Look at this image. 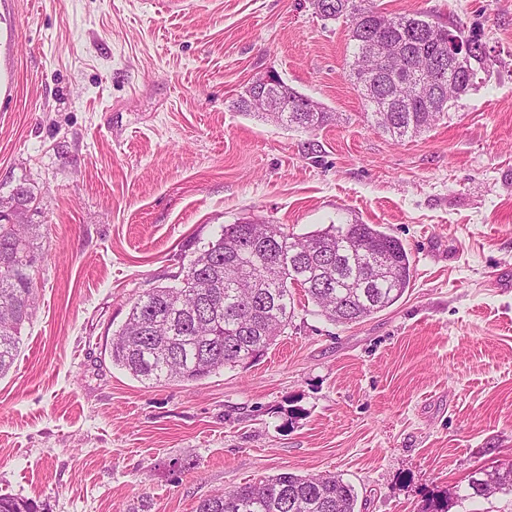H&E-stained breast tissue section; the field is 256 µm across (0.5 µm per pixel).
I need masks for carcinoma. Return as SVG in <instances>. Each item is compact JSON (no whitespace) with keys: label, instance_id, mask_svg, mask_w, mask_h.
I'll return each instance as SVG.
<instances>
[{"label":"carcinoma","instance_id":"carcinoma-1","mask_svg":"<svg viewBox=\"0 0 512 512\" xmlns=\"http://www.w3.org/2000/svg\"><path fill=\"white\" fill-rule=\"evenodd\" d=\"M351 0H317L323 20H343L357 56L364 33L379 41L405 40L427 59L420 73L432 75L431 62L446 52L429 41L422 27L429 23L419 13L390 16L371 0H356L354 11L363 18L358 28L347 12ZM472 72L463 92L472 89L486 71L489 55L479 39ZM377 127L395 139L421 134L448 114L413 96L400 82L391 92L402 98V111L382 112L374 99L354 81ZM276 91L288 111L265 117L277 124L314 130L331 118L329 112H301L306 96L278 81ZM32 199L18 187L13 204L0 203V377L12 368L20 353L21 330L35 313V283L31 274L38 260L40 225L23 223V207ZM375 250L369 256L360 245ZM334 254L332 272L308 258L311 253ZM374 261L383 274L361 288L358 276ZM409 253L403 243L377 224H331L309 235L295 236L281 224H228L194 259L181 266L173 282L149 289L131 302L124 325L113 333L109 356L113 364L148 384L198 382L224 368L262 357L292 321V288L304 290L321 314L340 324L357 323L394 305L411 284ZM512 491V468L485 478L475 472L461 499L488 498ZM357 494L335 475H298L283 472L198 501L195 512H355ZM0 512H39L33 501L0 495Z\"/></svg>","mask_w":512,"mask_h":512}]
</instances>
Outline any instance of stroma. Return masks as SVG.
Returning <instances> with one entry per match:
<instances>
[{
  "label": "stroma",
  "instance_id": "stroma-1",
  "mask_svg": "<svg viewBox=\"0 0 512 512\" xmlns=\"http://www.w3.org/2000/svg\"><path fill=\"white\" fill-rule=\"evenodd\" d=\"M463 23L492 65L396 140L309 0H0V196L42 227L36 310L0 379V495L42 512H194L282 472L352 484L356 512H512L463 499L512 465V0H374ZM335 120L238 102L268 69ZM380 225L410 254L393 306L341 325L295 289L261 360L148 385L113 365L131 301L223 225Z\"/></svg>",
  "mask_w": 512,
  "mask_h": 512
}]
</instances>
